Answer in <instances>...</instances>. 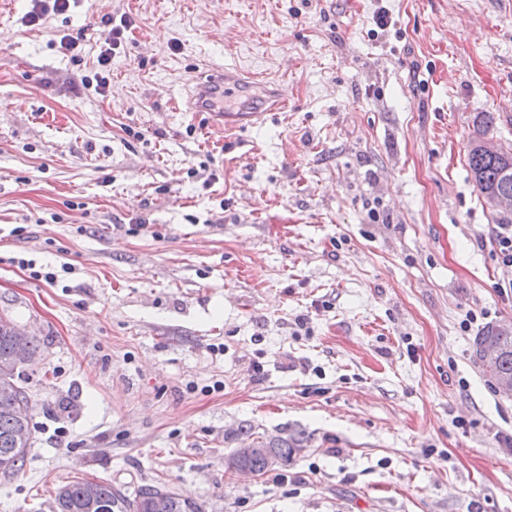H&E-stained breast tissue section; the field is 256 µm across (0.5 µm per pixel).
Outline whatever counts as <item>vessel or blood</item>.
Returning <instances> with one entry per match:
<instances>
[{
  "mask_svg": "<svg viewBox=\"0 0 512 512\" xmlns=\"http://www.w3.org/2000/svg\"><path fill=\"white\" fill-rule=\"evenodd\" d=\"M254 85L252 77L228 67L216 73H202L188 93L183 109L207 115L214 122V130L221 133L252 126L261 121L267 112L287 110V100L277 91L273 92L267 105L251 112L221 109L220 104L225 97L247 93Z\"/></svg>",
  "mask_w": 512,
  "mask_h": 512,
  "instance_id": "1",
  "label": "vessel or blood"
}]
</instances>
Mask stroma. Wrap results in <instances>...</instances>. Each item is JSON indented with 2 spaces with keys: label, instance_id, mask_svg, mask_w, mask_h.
I'll return each instance as SVG.
<instances>
[{
  "label": "stroma",
  "instance_id": "1",
  "mask_svg": "<svg viewBox=\"0 0 512 512\" xmlns=\"http://www.w3.org/2000/svg\"><path fill=\"white\" fill-rule=\"evenodd\" d=\"M33 7L0 14V312L43 346L0 512L79 478L207 512H512V399L473 352L512 324V265L466 164L478 113L512 143V0ZM228 65L287 111L221 134L177 109ZM247 430L299 449L229 475Z\"/></svg>",
  "mask_w": 512,
  "mask_h": 512
}]
</instances>
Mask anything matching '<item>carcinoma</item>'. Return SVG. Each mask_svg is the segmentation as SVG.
<instances>
[{"label": "carcinoma", "mask_w": 512, "mask_h": 512, "mask_svg": "<svg viewBox=\"0 0 512 512\" xmlns=\"http://www.w3.org/2000/svg\"><path fill=\"white\" fill-rule=\"evenodd\" d=\"M495 122V113H480L474 134L467 144L468 171L487 199L496 191L512 193V180L506 181L502 176L504 168L512 166V158L490 156L478 146L479 139L488 134ZM473 346L481 360L486 347H493L489 367L494 375L512 377V330L499 331L489 325L474 338ZM12 351L11 339L0 333V384L16 386L13 392L0 394V474L5 477L20 473L26 466L27 454L20 451L24 447L21 433L31 431V421H21L20 403L28 398V394L20 383V369L13 363ZM248 436H253V433H248ZM255 440L272 449L281 464H288L294 450L288 440H266L258 436ZM56 500L59 512H190L193 504V501L159 484H144L130 497L110 483L90 480L65 485L57 492Z\"/></svg>", "instance_id": "1"}]
</instances>
